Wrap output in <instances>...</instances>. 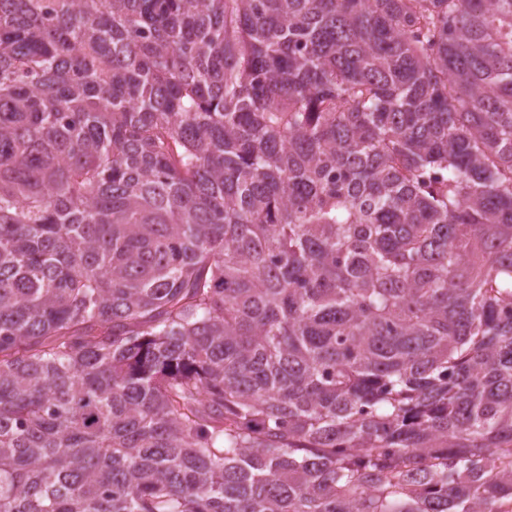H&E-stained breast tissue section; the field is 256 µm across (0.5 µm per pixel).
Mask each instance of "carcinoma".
<instances>
[{
    "mask_svg": "<svg viewBox=\"0 0 512 512\" xmlns=\"http://www.w3.org/2000/svg\"><path fill=\"white\" fill-rule=\"evenodd\" d=\"M0 512H512V0H0Z\"/></svg>",
    "mask_w": 512,
    "mask_h": 512,
    "instance_id": "cac0c4a2",
    "label": "carcinoma"
}]
</instances>
